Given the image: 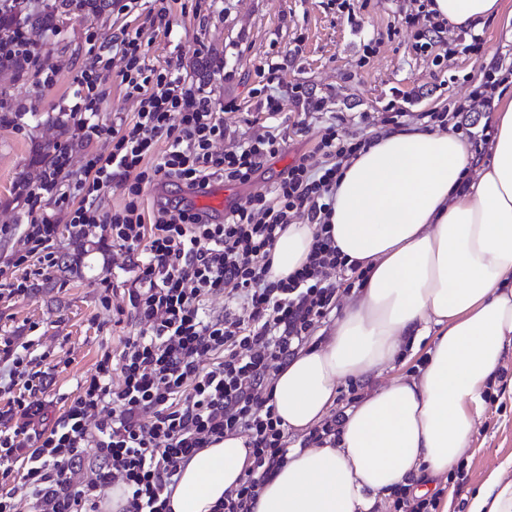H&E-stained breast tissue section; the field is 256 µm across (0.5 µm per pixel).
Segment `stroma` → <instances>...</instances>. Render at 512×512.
Masks as SVG:
<instances>
[{
    "instance_id": "35a3bbf8",
    "label": "stroma",
    "mask_w": 512,
    "mask_h": 512,
    "mask_svg": "<svg viewBox=\"0 0 512 512\" xmlns=\"http://www.w3.org/2000/svg\"><path fill=\"white\" fill-rule=\"evenodd\" d=\"M402 4L403 0H358L361 26L355 29L331 0H180L177 34L171 40L156 34L153 15L141 7L126 16L108 10L61 21L58 34L40 36L36 45L41 67L56 72L53 88H43L33 71L0 72V99L6 103L0 113V267L22 247L26 206L13 187L18 176L32 182L42 173L36 162L39 149L49 143L60 145L77 169L85 153L112 148L106 140L85 138L75 119L60 117L73 79L88 57L89 36L111 34L125 24L141 29L148 42V63L159 66L180 58L188 75L207 85L217 106L236 101L237 110L225 113L224 124L237 137L264 121L255 90L265 84L263 68L273 58L282 65V85L299 84L325 99L328 111L342 118L350 133L359 131L361 113L383 111L393 99H407L404 123L416 125V113L464 99L483 67L499 59L512 61V0H503L501 13L478 30L479 54L455 55L440 67L411 52L412 35L399 18ZM373 37L380 41L377 52L362 60V46ZM287 117L283 156L271 161L254 182L238 186L239 197L276 181L284 167L319 141L320 129L295 132V107H288ZM56 247L63 266L26 294L0 296V336L26 345L30 372L48 382L36 396L47 429L57 423L101 355H119L127 338L141 331L131 314H113L132 281V265L124 251L100 244L94 235L71 237L64 225ZM105 295L111 298L107 307L101 303ZM430 347L427 338L406 343L394 368L382 371L371 384L417 373ZM368 385L342 382L336 406L361 398ZM488 392L493 400L485 405L473 435V452L464 460L465 480L418 483L419 488L438 493L437 512H465L469 497L512 457V343Z\"/></svg>"
}]
</instances>
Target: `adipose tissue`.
I'll return each instance as SVG.
<instances>
[{
    "mask_svg": "<svg viewBox=\"0 0 512 512\" xmlns=\"http://www.w3.org/2000/svg\"><path fill=\"white\" fill-rule=\"evenodd\" d=\"M457 29L476 30L502 0H434ZM491 154L474 181L462 132L407 127L383 132L344 165L329 219L360 292L329 339L308 347L272 382L286 430H312L338 385L369 383L347 411L335 444L292 449L262 485L254 512H371L421 472L444 476L470 451L484 393L512 341V98L496 109ZM315 225H287L271 253L272 279L307 261ZM433 335L419 373L370 381L394 365L408 338ZM248 463L230 435L182 466L171 512H212ZM467 512H512V479L495 474Z\"/></svg>",
    "mask_w": 512,
    "mask_h": 512,
    "instance_id": "adipose-tissue-1",
    "label": "adipose tissue"
}]
</instances>
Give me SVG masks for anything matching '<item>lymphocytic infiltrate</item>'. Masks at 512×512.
<instances>
[{"mask_svg":"<svg viewBox=\"0 0 512 512\" xmlns=\"http://www.w3.org/2000/svg\"><path fill=\"white\" fill-rule=\"evenodd\" d=\"M413 2L401 19L412 32L411 47L442 66L448 22L431 10L432 0ZM114 67L134 112L107 124L99 118L101 78ZM509 81L511 67L485 69L466 101L426 113V128L459 126L473 103L493 111L498 86ZM68 99L84 135L107 137L112 149L87 154L73 179L64 176L69 152H58L27 194L25 248L12 262L36 265L5 287L12 295L27 293L30 277L57 267L63 220L74 237L95 234L135 257L127 306L143 330L127 339L119 357L101 356L61 421L37 434L35 447H21L20 430L0 429V482L22 468L33 512H99L101 492L113 481L128 490L124 512H167L164 493L178 482L181 463L224 436L241 435L250 465L214 512H253L261 486L289 452L271 374L337 310L339 277L348 269L324 234L316 235L308 263L288 280L270 279V253L286 225L327 226L344 163L372 144L373 127L400 126L403 113L387 104L381 115L365 119L368 131L358 136L325 118L316 146L320 162L302 155L269 189L231 207L215 224L189 206H146L144 190L161 184L201 192L216 180L251 182L283 152L277 117L299 105L295 126L306 132L311 120L323 118L324 99L297 84L267 83L259 108L268 124L246 137L228 136L206 85L190 81L180 64L149 65L140 35L125 27L88 59ZM114 185L125 201L103 210L101 195ZM224 293L235 307L211 314L208 302ZM0 361L9 367L0 388L11 393L12 411L28 414L44 383L29 371L26 347L1 338ZM89 452L96 464L86 480L74 482L72 470Z\"/></svg>","mask_w":512,"mask_h":512,"instance_id":"lymphocytic-infiltrate-1","label":"lymphocytic infiltrate"}]
</instances>
